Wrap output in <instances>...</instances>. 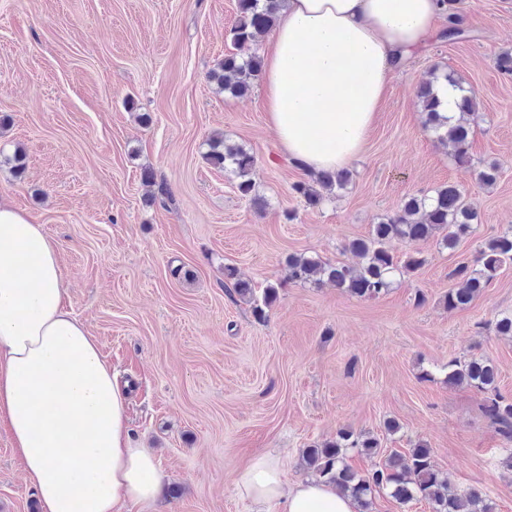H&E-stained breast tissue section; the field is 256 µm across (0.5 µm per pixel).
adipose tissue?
<instances>
[{
	"label": "adipose tissue",
	"mask_w": 512,
	"mask_h": 512,
	"mask_svg": "<svg viewBox=\"0 0 512 512\" xmlns=\"http://www.w3.org/2000/svg\"><path fill=\"white\" fill-rule=\"evenodd\" d=\"M440 0H286L261 89L289 161L332 170L358 158L394 71L438 35ZM58 249L0 196V414L43 512H126L163 476L133 445L126 393L69 309ZM255 512H358L314 479L285 485L277 457L241 471Z\"/></svg>",
	"instance_id": "adipose-tissue-1"
}]
</instances>
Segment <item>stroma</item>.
I'll list each match as a JSON object with an SVG mask.
<instances>
[{
    "label": "stroma",
    "mask_w": 512,
    "mask_h": 512,
    "mask_svg": "<svg viewBox=\"0 0 512 512\" xmlns=\"http://www.w3.org/2000/svg\"><path fill=\"white\" fill-rule=\"evenodd\" d=\"M236 3L0 0V115L10 117L0 153L20 146L28 158L20 179L0 167V194L56 243L67 304L127 394L133 444L164 475L157 499L129 512H252L236 485L251 458L277 456L292 485L309 476L302 448L342 428L403 452L426 442L452 489H480L512 512V444L482 394L448 385L444 371L487 357L512 396V338L492 329L512 311V265L470 308L443 305L450 271L512 228V73L494 63L512 50V0H462L468 38L434 39L393 73L352 185L315 208L293 191L310 174L279 149L260 89L231 98L208 79L224 55L252 52L229 35ZM435 67L477 94L470 152L500 163L493 187L424 126L416 86ZM217 132L255 154L264 208L204 160ZM448 183L478 211L477 235L452 252L420 243L424 267L388 295L286 284L288 255L352 261L345 243ZM228 265L257 288L281 283L266 321L234 294ZM387 419L399 433L385 435ZM36 498L0 417V512H30Z\"/></svg>",
    "instance_id": "35a3bbf8"
}]
</instances>
